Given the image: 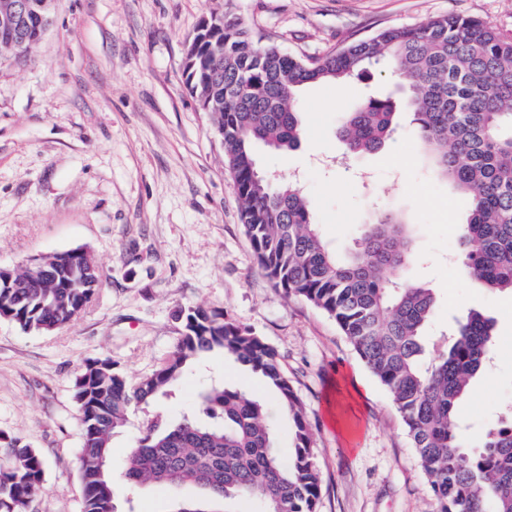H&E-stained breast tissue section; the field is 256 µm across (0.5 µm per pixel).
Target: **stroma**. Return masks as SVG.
<instances>
[{"mask_svg":"<svg viewBox=\"0 0 512 512\" xmlns=\"http://www.w3.org/2000/svg\"><path fill=\"white\" fill-rule=\"evenodd\" d=\"M212 12L239 18L255 42L311 61L389 27L474 16L512 36V0H55L54 21L26 61L0 58V266L87 250L101 270L96 295L70 324L28 332L0 319V431L50 466L29 512H83L75 380L108 357L130 382L151 375L183 332L178 308L201 304L252 328L279 355L306 409L321 477L317 512H437L402 417L339 331L305 300L284 297L258 267L210 113L184 84L188 40ZM388 62L346 89L313 85L299 147L266 153L265 168L299 178L331 247L349 250L378 212L413 224L423 265L409 279L433 288L440 335L469 309L512 337V295L458 278L457 224L468 201L427 171L419 141L400 129L380 150L344 155L336 136L357 99L395 90ZM460 403L478 440L512 405V351ZM226 382L269 398L259 379L211 353L171 394L131 411L112 437L117 512H173L200 501L196 486L152 484L129 494L130 448L157 420L194 411L200 388Z\"/></svg>","mask_w":512,"mask_h":512,"instance_id":"35a3bbf8","label":"stroma"}]
</instances>
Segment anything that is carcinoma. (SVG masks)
<instances>
[{"instance_id": "cac0c4a2", "label": "carcinoma", "mask_w": 512, "mask_h": 512, "mask_svg": "<svg viewBox=\"0 0 512 512\" xmlns=\"http://www.w3.org/2000/svg\"><path fill=\"white\" fill-rule=\"evenodd\" d=\"M210 14L189 41L185 83L212 116L224 141V163L241 222L266 276L287 297L301 298L334 319L402 415L438 512H512V411L488 426L479 446L461 434L460 400L472 380L490 371L498 343L495 322L471 310L456 320L426 367V332L437 300L408 282L404 270L422 260L401 217L383 213L344 257L324 239L301 186L265 173L258 149L300 143L308 84L345 83L383 57L402 82L412 133L434 173L469 199L459 225L454 267L480 288L512 293V37L469 16L445 15L413 27H392L311 62L253 42L238 20ZM48 24L37 13L17 46L0 28V54L25 61ZM400 106L370 98L343 113L339 136L349 152L372 153L400 129ZM101 271L82 250L41 260L21 281L0 285V310L26 331L50 332L74 320L96 293L68 282ZM184 326L171 360L135 385L109 358L88 361L75 382L82 430L78 459L83 512H115L110 470L112 436L130 411L169 395L201 356L221 351L248 367L288 416L294 448L283 459L266 403L215 383L197 394L207 416L186 413L137 438L123 477L129 488L192 484L208 501L247 498L257 512H316L321 478L305 410L281 370L278 353L249 327L200 306L178 311ZM0 512H27L48 466L36 449L0 432Z\"/></svg>"}]
</instances>
